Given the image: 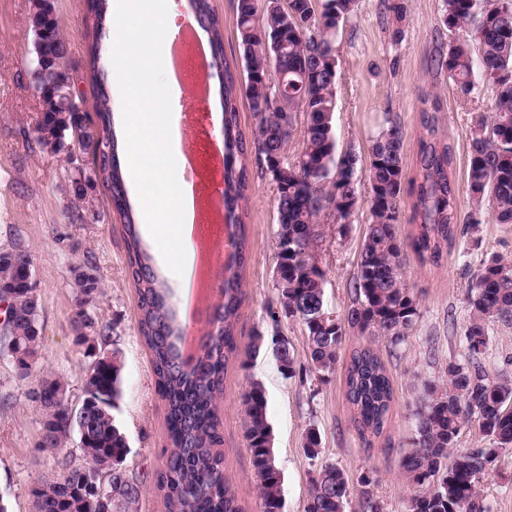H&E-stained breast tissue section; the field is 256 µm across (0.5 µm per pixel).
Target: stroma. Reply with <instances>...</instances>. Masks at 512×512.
<instances>
[{"label": "stroma", "mask_w": 512, "mask_h": 512, "mask_svg": "<svg viewBox=\"0 0 512 512\" xmlns=\"http://www.w3.org/2000/svg\"><path fill=\"white\" fill-rule=\"evenodd\" d=\"M37 0H0V251L25 250L35 269L41 343L28 377H20L8 355L0 353V498L8 512H33L32 488L59 472L62 459L79 460L77 440L59 451L39 445L42 412L30 398L41 377L54 375L79 400L86 360L74 343L71 319L77 309L72 270L92 263L101 291L91 305L96 318L112 327L124 362L123 393L113 410L124 431L131 474L146 476L138 512H165L155 488L160 451L167 443L164 410L159 401L150 354L138 335L137 295L128 279L123 227L112 213L102 186L77 190L66 154L41 150L33 141L40 108L33 79V33L30 20ZM69 44L66 68L79 76L86 110H94L97 88L85 69V32L93 18L88 0H50ZM444 0H357L336 40L338 88L333 131L338 151L367 156L370 139L396 126L403 133L405 174L417 175V141L423 134L424 102L438 97V136L450 144V177L456 187L460 229L440 265L421 264L407 254L403 284L419 303L420 315L398 349L380 336L346 329L335 369L325 377L307 373L290 379L279 372L270 351L247 352L254 332L288 339L298 361L308 356L303 325L281 312L274 287L277 209L272 181L256 159H249L247 219L249 258L245 294L237 324L239 353L224 376L220 400L224 473L244 512H261L258 481L245 439L246 416L241 397L255 382L267 397L277 464L284 477L282 512H304L312 479L321 464L332 463L349 479L346 512H408L418 486L408 482L401 461L413 448L415 410L429 381L444 379L448 364L466 362L465 332L470 310L468 285L483 262L497 256L512 260V224L495 213H478L480 226L469 231L474 214L467 191L471 118L488 109L494 92L488 85L462 96L437 67V47L454 35L443 24ZM368 207H360L345 235L324 225L320 244L327 274L329 306L346 318L351 286L367 226ZM488 343L480 363L490 375L512 377V324L488 322ZM376 349L393 386V400L382 434L364 445L346 399L345 375L355 349ZM316 426L321 437L319 459L303 449L305 431ZM373 483L363 489L361 474ZM490 512H512V448L499 452L480 487Z\"/></svg>", "instance_id": "35a3bbf8"}]
</instances>
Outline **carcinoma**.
Returning a JSON list of instances; mask_svg holds the SVG:
<instances>
[{
  "mask_svg": "<svg viewBox=\"0 0 512 512\" xmlns=\"http://www.w3.org/2000/svg\"><path fill=\"white\" fill-rule=\"evenodd\" d=\"M195 17L209 35L210 51L224 68V221L233 234L231 263L224 267V286L216 307V329L208 334L198 359L186 367L178 341L183 328L175 323L167 288L153 272L150 256L142 247L136 221L126 200V188L112 128V110L104 86L102 39L106 29V0H95L96 22L89 35L88 53L92 81L98 86V123L66 108L67 102L50 95L42 99V120L34 140L42 148L58 152L62 139L79 131L78 148L97 154L101 143L110 145L100 154L102 183L112 211L125 232L128 278L137 294L138 330L150 357L158 397L165 412L168 447L157 481L166 512H243L224 476V449L219 434L218 402L224 375L238 352L237 323L244 300L241 280L248 262V227L242 203L247 200L248 147L266 163L275 186L278 214L276 229V281L280 305L288 316L305 327L309 358L298 359L286 340L273 343L272 355L281 374L295 376L298 369H312L324 376L335 368L345 326L330 318L326 299V271L317 251L320 220L334 222L352 216L361 202L357 192L359 156L349 150L337 153L332 118L336 101L337 69L331 59L340 25L354 11L356 0H285L283 7L300 22L282 26L261 0H236V25L240 34L244 82L240 83L224 53L223 25L210 0H188ZM443 23L456 32L454 42L440 53L439 63L464 96L476 83L491 86L495 98L486 112L472 117V143L467 185L474 212L492 208L502 224H512V0H445ZM32 24L44 27L46 37L39 52L53 67L45 84L66 85L70 73L64 66L68 47L52 12L41 10ZM293 78L304 74V86L288 83L295 111L304 114L301 146L288 158L292 132L263 112L266 81L278 74ZM245 97L255 126L246 136L240 124L239 97ZM426 134L417 142L418 177L405 181L401 131L383 130L372 139L369 151L371 214L364 238L359 269L353 282L348 327L360 333L389 339L391 349L400 346L406 331L419 317L418 303L402 283V264L410 248L423 264L440 263L443 249L458 231L456 191L449 178L451 146L437 138L435 115L421 112ZM288 169V178L282 169ZM412 198L408 223L415 226L403 240L397 224L402 221L401 197ZM78 309L71 322L74 342L80 348L100 349L114 344L110 329L89 311L91 298L101 291L100 280L82 267L72 270ZM34 275L30 258L21 250L0 252V298L9 297L12 322L0 329V349L17 343L15 367L19 375L30 373L27 360H36L40 348L39 304L28 297V280ZM466 302L471 322L465 336L470 355L463 364L450 363L448 380L428 384L417 409L414 450L404 460L406 478L427 487L410 499L409 512H487L477 488L488 475L498 452L512 448V379H491L478 355L487 344L489 321L512 323V262L493 257L479 269L469 285ZM122 361H99L86 368L82 392L90 397L84 417L85 435L79 439L86 464L68 459L60 473L40 481L32 490L36 512H99L83 482L87 472L104 473L112 483L115 512H135L143 483L130 477L124 466L128 444L115 423L112 409L122 396ZM43 391L32 399L45 411L54 405L50 391L67 385L59 377L39 380ZM347 399L354 409V423L363 443L382 433L387 421L392 386L381 358L364 348L353 352L346 376ZM246 440L258 478L261 512H281L283 475L276 463L272 430L267 420L266 395L259 383L243 395ZM47 424L43 447L56 451L72 438L77 427L65 410ZM475 424L489 438L490 447L452 454L463 427ZM306 455L320 454V435L311 425L303 445ZM350 493L344 471L333 464L320 466L312 479L305 512H345Z\"/></svg>",
  "mask_w": 512,
  "mask_h": 512,
  "instance_id": "carcinoma-1",
  "label": "carcinoma"
}]
</instances>
